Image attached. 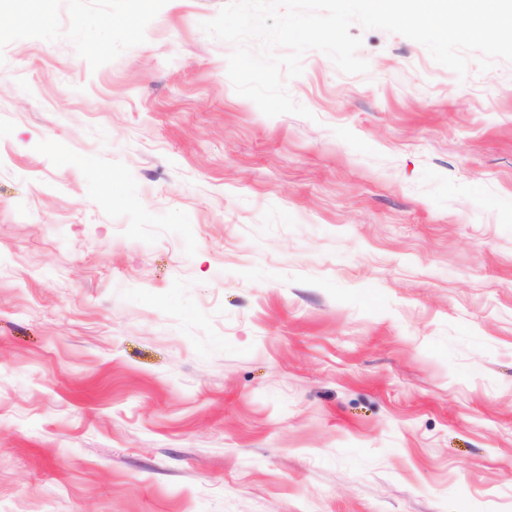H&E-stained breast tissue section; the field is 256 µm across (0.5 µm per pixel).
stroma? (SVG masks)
Listing matches in <instances>:
<instances>
[{"label":"stroma","mask_w":512,"mask_h":512,"mask_svg":"<svg viewBox=\"0 0 512 512\" xmlns=\"http://www.w3.org/2000/svg\"><path fill=\"white\" fill-rule=\"evenodd\" d=\"M225 2L0 0V512H512V62Z\"/></svg>","instance_id":"stroma-1"}]
</instances>
